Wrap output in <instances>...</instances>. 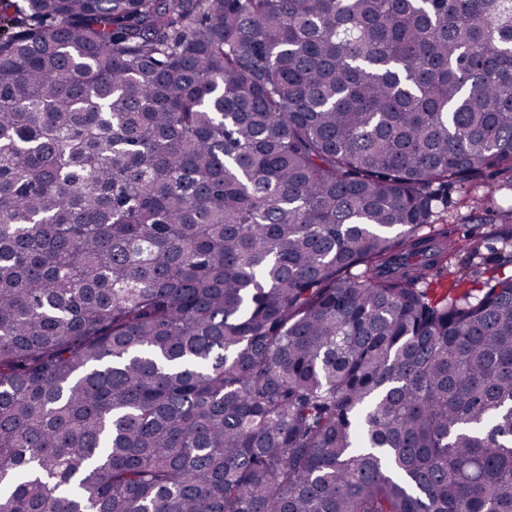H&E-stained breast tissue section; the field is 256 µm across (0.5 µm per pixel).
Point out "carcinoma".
<instances>
[{
  "mask_svg": "<svg viewBox=\"0 0 512 512\" xmlns=\"http://www.w3.org/2000/svg\"><path fill=\"white\" fill-rule=\"evenodd\" d=\"M512 0H0V512H512ZM449 198L448 212L443 217L448 224L457 225L461 232L472 229L474 232L483 233L486 239L481 245L479 254L471 258L465 254L460 258L457 277L451 275L443 279L440 286L434 288L437 297L447 293L450 297L461 296L466 290L474 289L476 284L473 280H482L494 270L512 275V264L502 262L508 252L512 253V243L510 247H506L505 241L500 238L502 227L500 215L512 209V186L502 181L500 176H491L486 173L483 178L469 183L463 190L459 188L451 190ZM465 198H473L478 203H484V207L488 206L490 212L477 211L476 213V215H482V212L487 213V215L483 214L486 220L482 222L475 220L474 210L471 211V208L467 207L463 200ZM461 275L465 280L458 282V277Z\"/></svg>",
  "mask_w": 512,
  "mask_h": 512,
  "instance_id": "cac0c4a2",
  "label": "carcinoma"
}]
</instances>
